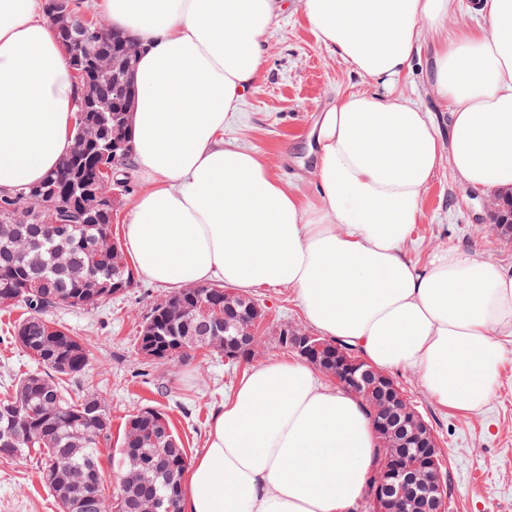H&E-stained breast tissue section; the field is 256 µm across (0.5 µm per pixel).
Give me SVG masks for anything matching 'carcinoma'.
<instances>
[{"mask_svg": "<svg viewBox=\"0 0 512 512\" xmlns=\"http://www.w3.org/2000/svg\"><path fill=\"white\" fill-rule=\"evenodd\" d=\"M129 47L122 33L109 42L86 28L68 63L83 73L89 97L81 98L84 121L99 128L95 145L70 151L69 166L58 165L40 183L15 194H0V206L19 208L0 212V222L15 225L0 251V309L21 307L24 314L13 326L12 339L39 369L19 378L12 392L0 398V458L39 454L41 475L61 512H178L181 477L188 465L186 449L172 434L157 442L155 418L163 413L145 408L125 425L117 454L121 463L119 487L106 493L99 465V448L109 439L112 418L103 399L90 391L69 393L65 385L85 375L91 353L68 329L54 326L45 312L57 305L94 306L136 285L122 249H112V190L127 187V179L100 186V166L120 172L130 168L133 155L112 158L104 144L113 138L131 139L130 113L135 100L132 75L90 66L96 55L123 60ZM122 82L125 93L115 95ZM76 192L67 203L76 207L72 223L58 234L44 223L46 212L62 202L70 186ZM254 299L231 292L221 283L189 286L156 304L142 328L138 349L151 344L158 360H186L206 346L236 366L255 356V344L241 338L262 319ZM362 403L370 415L386 419L377 392L363 388ZM152 481L145 483L143 469Z\"/></svg>", "mask_w": 512, "mask_h": 512, "instance_id": "cac0c4a2", "label": "carcinoma"}]
</instances>
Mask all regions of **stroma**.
<instances>
[{
	"label": "stroma",
	"instance_id": "1",
	"mask_svg": "<svg viewBox=\"0 0 512 512\" xmlns=\"http://www.w3.org/2000/svg\"><path fill=\"white\" fill-rule=\"evenodd\" d=\"M438 36L426 37L412 71L394 86L428 112L440 140L451 130L448 106L431 89ZM374 83L354 72L325 46L307 21L300 0H285L273 23L256 88L242 100L224 127V138L256 153L287 187L312 197L318 192L309 139L320 114L337 93L374 90ZM488 201L464 186L448 163H441L422 202L406 255L421 263L434 251L455 249L512 269V240L500 239L487 227ZM164 289L138 280L129 293L94 308L62 307L51 320L70 329L93 354L80 381L97 393L112 416L113 438L100 448V465L108 488L116 486L115 439L128 417L151 407L166 413L189 456L206 444L214 412L223 404L250 365L231 368L223 359L196 354L185 361H149L137 354V339L153 303ZM265 308V340L255 363L286 358L272 340L283 323L304 325L303 312L288 288H260L252 293ZM20 310L0 313V393L33 369L11 339ZM506 352L498 384L489 400L475 410L441 406L428 392L420 373L393 371L404 397L429 421L444 458L447 512H512V336L500 337ZM253 362V363H254ZM0 512H59L39 478L33 457L0 459Z\"/></svg>",
	"mask_w": 512,
	"mask_h": 512
}]
</instances>
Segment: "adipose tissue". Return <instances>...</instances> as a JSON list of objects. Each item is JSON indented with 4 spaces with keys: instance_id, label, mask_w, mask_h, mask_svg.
<instances>
[{
    "instance_id": "adipose-tissue-1",
    "label": "adipose tissue",
    "mask_w": 512,
    "mask_h": 512,
    "mask_svg": "<svg viewBox=\"0 0 512 512\" xmlns=\"http://www.w3.org/2000/svg\"><path fill=\"white\" fill-rule=\"evenodd\" d=\"M283 0H93L141 46L130 133L146 183L126 227L137 273L171 290L221 282L294 289L308 324L377 369L416 370L433 397L475 409L512 335V271L452 249L424 263L404 245L441 159L467 187L512 189V0L434 56L452 116L441 142L390 88L449 0H301L319 39L378 92L337 94L317 120L318 193L283 185L224 125L259 81ZM82 89L41 0H0V191L42 181L69 153ZM377 439L359 399L301 361L252 368L212 417L179 512H348Z\"/></svg>"
}]
</instances>
